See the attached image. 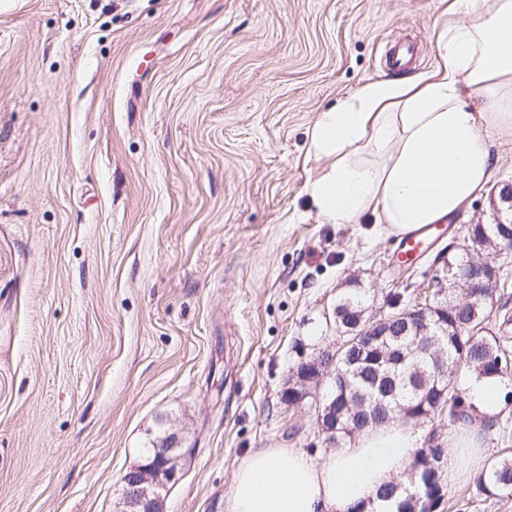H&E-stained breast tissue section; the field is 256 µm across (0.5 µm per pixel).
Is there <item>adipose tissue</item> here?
I'll return each instance as SVG.
<instances>
[{
    "label": "adipose tissue",
    "mask_w": 512,
    "mask_h": 512,
    "mask_svg": "<svg viewBox=\"0 0 512 512\" xmlns=\"http://www.w3.org/2000/svg\"><path fill=\"white\" fill-rule=\"evenodd\" d=\"M452 9L433 72L368 82L321 112L308 152L328 165L308 194L323 221L372 213L402 235L445 223L485 189L488 137H512V0H454ZM415 446L396 422L319 461L297 448L258 449L237 469L226 512H371L377 489L412 466Z\"/></svg>",
    "instance_id": "ef3b65f1"
}]
</instances>
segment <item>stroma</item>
<instances>
[{
  "mask_svg": "<svg viewBox=\"0 0 512 512\" xmlns=\"http://www.w3.org/2000/svg\"><path fill=\"white\" fill-rule=\"evenodd\" d=\"M451 0H18L0 11V512H119L121 477L173 435L163 512H225L261 448L332 453L314 400L281 398L296 346L335 336L336 299L365 313L432 289L374 215L328 224L307 187L320 112L383 53L438 64ZM486 189L447 237L495 223L512 139L491 138ZM493 291L512 355V252ZM477 442L512 456V400ZM418 449L463 431L410 420ZM439 512H512L476 479Z\"/></svg>",
  "mask_w": 512,
  "mask_h": 512,
  "instance_id": "35a3bbf8",
  "label": "stroma"
}]
</instances>
